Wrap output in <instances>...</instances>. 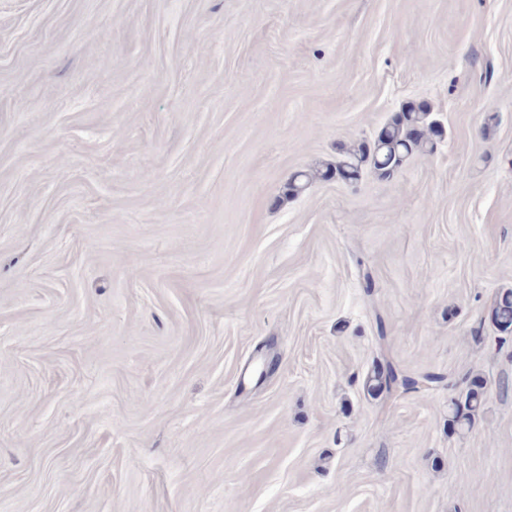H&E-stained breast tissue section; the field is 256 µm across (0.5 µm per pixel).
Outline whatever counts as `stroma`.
<instances>
[{
	"mask_svg": "<svg viewBox=\"0 0 512 512\" xmlns=\"http://www.w3.org/2000/svg\"><path fill=\"white\" fill-rule=\"evenodd\" d=\"M508 288L512 0H0V512H512ZM435 120L422 106L404 107L399 118L383 127L372 143L356 141L336 162L295 173L288 182L287 196L301 194L316 180H330L336 172L359 180L370 170L379 179H393L414 155L434 152L443 136L442 126ZM492 319L501 333H512V290L497 296L492 308ZM372 381L376 382L373 384V387L378 391L383 389L390 391L393 386H406L408 382H411L413 387L418 384L417 380L399 373L391 362H387L386 369L382 372L380 371ZM483 402L482 386L474 381L460 393L457 402L452 403L451 422L460 429L469 428Z\"/></svg>",
	"mask_w": 512,
	"mask_h": 512,
	"instance_id": "stroma-1",
	"label": "stroma"
}]
</instances>
